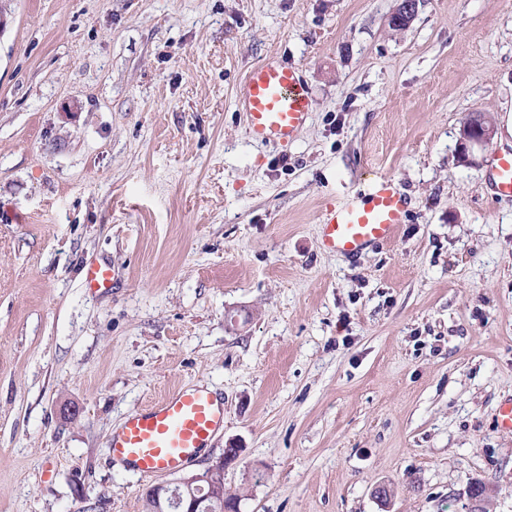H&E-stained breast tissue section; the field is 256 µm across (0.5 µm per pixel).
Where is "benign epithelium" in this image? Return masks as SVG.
<instances>
[{
  "instance_id": "obj_1",
  "label": "benign epithelium",
  "mask_w": 512,
  "mask_h": 512,
  "mask_svg": "<svg viewBox=\"0 0 512 512\" xmlns=\"http://www.w3.org/2000/svg\"><path fill=\"white\" fill-rule=\"evenodd\" d=\"M418 7V0H401L398 11L392 16L391 23L405 26L411 22ZM493 123L484 117V113L471 115L461 129V145L468 151L470 145L485 146L493 139ZM243 448L231 445L224 449V454L205 471L182 485L171 487L157 484L148 490L157 505V512H205L204 503L209 498L211 488L224 481V471L240 457ZM491 495L490 489L481 482H475L467 489L465 512H487L486 503Z\"/></svg>"
}]
</instances>
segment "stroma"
I'll list each match as a JSON object with an SVG mask.
<instances>
[{"label": "stroma", "instance_id": "obj_1", "mask_svg": "<svg viewBox=\"0 0 512 512\" xmlns=\"http://www.w3.org/2000/svg\"><path fill=\"white\" fill-rule=\"evenodd\" d=\"M0 31V512H145L126 416L208 385L240 512H512V0H9ZM313 109L254 140L271 60ZM473 112L498 133L462 151ZM390 177L408 217L350 259L330 204ZM110 264L111 288L83 269ZM389 485L379 502L373 489ZM239 106L254 139L288 143L306 124L312 97L298 67L270 63L247 74ZM493 167L492 179L494 181L497 196L500 198H512V153L499 155ZM490 495L491 491L486 485L481 482H473L466 492L468 503L465 512H487L486 503Z\"/></svg>", "mask_w": 512, "mask_h": 512}]
</instances>
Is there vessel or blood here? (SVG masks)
Here are the masks:
<instances>
[{
  "label": "vessel or blood",
  "instance_id": "obj_1",
  "mask_svg": "<svg viewBox=\"0 0 512 512\" xmlns=\"http://www.w3.org/2000/svg\"><path fill=\"white\" fill-rule=\"evenodd\" d=\"M239 106L254 139L287 143L306 124L312 97L298 67L270 63L249 72ZM492 179L501 198H512V153L498 156ZM400 188L375 177L365 197L351 196L326 209L322 247L345 257L389 243L406 219ZM224 425V406L199 385L178 388L128 416L109 446L113 460L150 478L178 473L195 462L201 448Z\"/></svg>",
  "mask_w": 512,
  "mask_h": 512
}]
</instances>
